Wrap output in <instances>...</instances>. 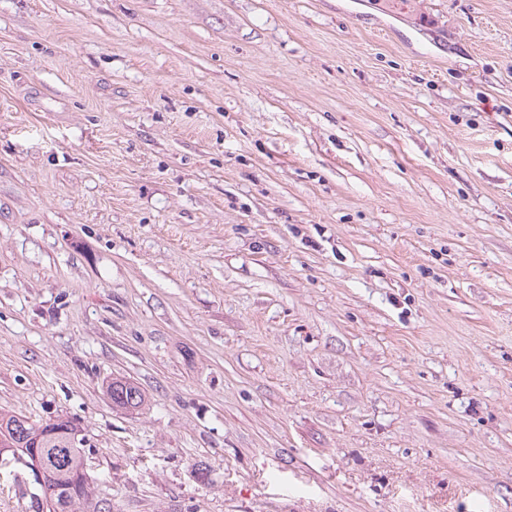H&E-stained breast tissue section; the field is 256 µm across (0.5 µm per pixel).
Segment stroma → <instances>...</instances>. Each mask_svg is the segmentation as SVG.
I'll return each mask as SVG.
<instances>
[{
    "label": "stroma",
    "instance_id": "obj_1",
    "mask_svg": "<svg viewBox=\"0 0 512 512\" xmlns=\"http://www.w3.org/2000/svg\"><path fill=\"white\" fill-rule=\"evenodd\" d=\"M1 409L112 512H512V0H0ZM107 392L113 405L123 409H136L145 402V397L139 387L128 381L112 379L107 386Z\"/></svg>",
    "mask_w": 512,
    "mask_h": 512
}]
</instances>
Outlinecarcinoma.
<instances>
[{
  "mask_svg": "<svg viewBox=\"0 0 512 512\" xmlns=\"http://www.w3.org/2000/svg\"><path fill=\"white\" fill-rule=\"evenodd\" d=\"M107 392L113 405L123 409H136L145 402L139 387L128 381L113 380ZM0 453L27 460L36 453L44 460V477L58 489L54 498L42 502L45 512H100L102 499L93 483L82 477V440L71 421L59 419L39 431L25 417L1 412Z\"/></svg>",
  "mask_w": 512,
  "mask_h": 512,
  "instance_id": "obj_1",
  "label": "carcinoma"
}]
</instances>
